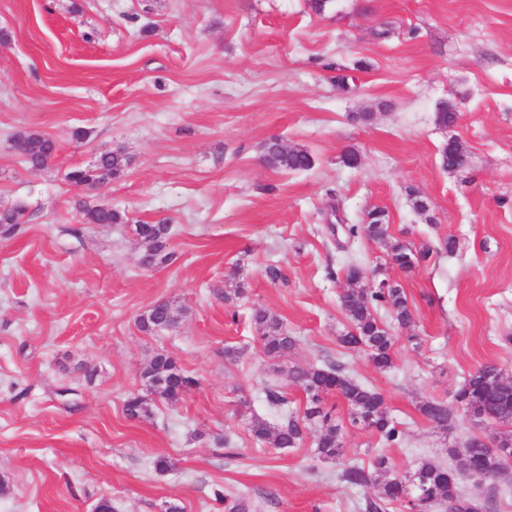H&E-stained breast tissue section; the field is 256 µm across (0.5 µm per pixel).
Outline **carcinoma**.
<instances>
[{
  "label": "carcinoma",
  "mask_w": 512,
  "mask_h": 512,
  "mask_svg": "<svg viewBox=\"0 0 512 512\" xmlns=\"http://www.w3.org/2000/svg\"><path fill=\"white\" fill-rule=\"evenodd\" d=\"M24 141L22 153L33 168L42 169L54 156L56 146L53 139L34 129L18 133ZM265 160L268 165L285 170H306L312 167L309 152L298 148H285L278 141L267 144ZM466 160L463 145L457 140L448 141L441 155V165L449 171H457ZM126 159L120 153L107 152L98 157L95 165L87 170H75L71 179L77 184L94 188L116 177L125 167ZM85 219L90 224H122L124 216L112 208L84 206ZM24 212L20 208L0 213V237L9 238L23 223ZM370 222L349 228L351 234L358 232L366 237L383 241L388 237L389 225L384 222V212L378 209L369 214ZM169 226L166 224H137L135 234L148 244L143 264L151 265L166 257ZM432 250L425 247L414 251L396 241L391 247L392 261L403 270L428 259ZM385 306L395 324L405 327L412 323L413 315L402 288L387 280L372 288H351L341 297V307L351 323V330L339 337L344 347L364 349L369 352L372 363L379 369L392 363L393 336L375 315V308ZM253 322L263 342L265 353L272 358L288 354L295 339L282 331L280 319L266 309L253 311ZM178 317L171 304L165 302L149 309L139 320L145 332H158L176 327ZM292 383L301 386L306 394V405L302 414L285 412L282 422L271 425L263 420L251 422L253 435L268 441L277 448H294L303 441L308 430L316 429L318 453L336 459L342 453V427L336 423L332 411L326 407V397L331 393L340 395L347 403L352 424L361 423L373 429L387 444L400 440L401 431L385 407L383 396L359 384L345 372V367L332 363L326 367L312 366L289 371ZM147 386L155 393L177 400L191 390L196 381L185 375L174 359L158 354L143 371ZM266 399L273 407L288 408L286 391L279 385L266 389ZM455 401L488 424L503 428L494 440L505 452L493 454L476 445V440L466 441L459 453V462L453 469L432 461L420 462L409 475H397L388 456L378 453L373 457L372 469L358 464H346L340 471V480L349 485L363 487L373 482L374 474L385 477L379 496L367 502V512H388V505L399 502L408 512H491L464 496L461 484L476 476L485 479L503 474L512 461V383L499 376L497 366L484 364L465 377L455 394ZM127 416L138 418L147 415L148 408L142 396L130 395L125 403ZM421 412L432 422L448 426L450 409L444 403L427 402Z\"/></svg>",
  "instance_id": "1"
}]
</instances>
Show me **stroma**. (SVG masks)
Segmentation results:
<instances>
[{"label":"stroma","mask_w":512,"mask_h":512,"mask_svg":"<svg viewBox=\"0 0 512 512\" xmlns=\"http://www.w3.org/2000/svg\"><path fill=\"white\" fill-rule=\"evenodd\" d=\"M315 2L0 0V212L25 208L0 238V512H224L239 496L259 512H365L377 488L342 483L343 462L382 451L401 473L451 467L449 448L492 435L454 395L485 363L512 380V0ZM445 103L459 110L450 127L436 120ZM26 128L56 142L44 168L14 146ZM272 138L312 167L269 166ZM452 139L458 172L441 165ZM111 151L128 159L120 176L70 180ZM86 204L125 221L86 223ZM334 209L349 225L383 210L389 242L332 239ZM139 222L168 225L165 261L143 265ZM393 240L432 255L401 271ZM353 264L399 283L414 311L385 370L338 342ZM160 301L183 308L178 325L142 331ZM258 308L295 338L287 357L265 355ZM159 353L197 381L179 400L144 387ZM336 360L383 395L397 444L352 423L337 395L339 460L311 433L285 449L253 436V419L280 421L268 385L302 411L289 370ZM132 393L149 415H126ZM434 401L452 406L447 429L420 410ZM160 454L170 470L155 469Z\"/></svg>","instance_id":"1"}]
</instances>
